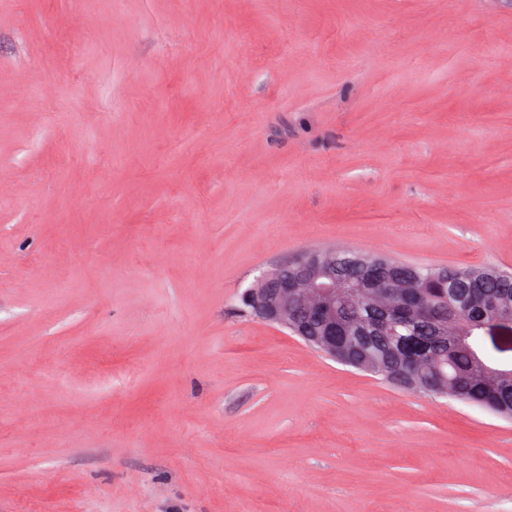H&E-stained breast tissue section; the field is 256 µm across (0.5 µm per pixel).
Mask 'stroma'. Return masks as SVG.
<instances>
[{"mask_svg":"<svg viewBox=\"0 0 512 512\" xmlns=\"http://www.w3.org/2000/svg\"><path fill=\"white\" fill-rule=\"evenodd\" d=\"M332 247L512 269V0H0V512H512V421L243 309Z\"/></svg>","mask_w":512,"mask_h":512,"instance_id":"1","label":"stroma"}]
</instances>
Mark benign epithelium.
Returning <instances> with one entry per match:
<instances>
[{
    "label": "benign epithelium",
    "instance_id": "1",
    "mask_svg": "<svg viewBox=\"0 0 512 512\" xmlns=\"http://www.w3.org/2000/svg\"><path fill=\"white\" fill-rule=\"evenodd\" d=\"M342 298L368 304L374 312L368 327L345 323L336 315V301ZM243 299L254 317L304 337L310 346L341 362L344 357L336 353L340 337L361 336L369 328L386 332L411 316L429 321L432 335L442 341L468 350L473 320L490 311L491 318L479 324L481 349L496 354L512 349V295L508 292L491 294L475 288L448 320L437 314L433 297L419 285L414 272L402 273L387 260L361 255L346 265L337 260L334 249L302 254L262 273L246 289ZM471 355L472 366L481 376L504 384L512 378L508 362L501 359L493 369L476 352ZM396 356L397 350L390 349L369 372L384 373L393 384L410 391L445 398L459 396L455 381L441 365L430 363L412 375L393 369L390 358Z\"/></svg>",
    "mask_w": 512,
    "mask_h": 512
}]
</instances>
